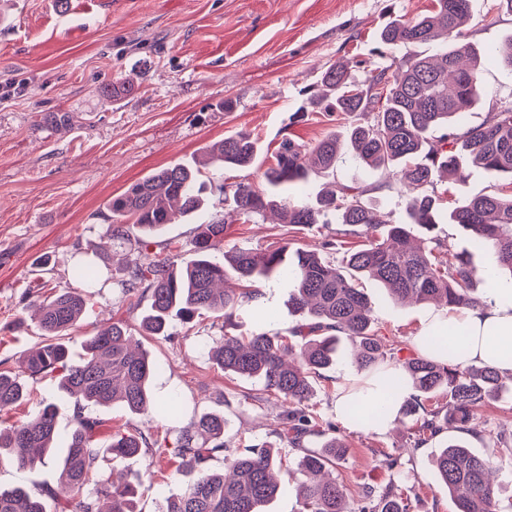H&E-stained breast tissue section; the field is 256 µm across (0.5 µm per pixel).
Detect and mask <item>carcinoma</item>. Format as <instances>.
Wrapping results in <instances>:
<instances>
[{
  "mask_svg": "<svg viewBox=\"0 0 512 512\" xmlns=\"http://www.w3.org/2000/svg\"><path fill=\"white\" fill-rule=\"evenodd\" d=\"M471 16V0H434L432 9L412 19H394L378 33L385 47L405 44L433 45L432 55L377 68L361 85L348 83L344 67H331L321 77L331 96L312 98L327 112L356 117L346 129L353 163L368 169L398 171L400 181L413 191L406 206L407 221L386 223L364 199L368 188L332 182L314 197L291 199L288 188L306 181L310 168L324 172L336 168L341 135H329L310 145L290 138L282 140L264 172L267 189L251 182L221 184L224 206L239 215L269 211L285 223L312 229L335 222L336 236L358 237L364 243L341 257L336 242L324 243L326 256L298 251L288 259V246L275 249L239 248L224 252V215L217 214L199 225L193 240L196 258L177 267L182 246L175 241L149 251L147 238L157 237L167 225L201 212L206 182L201 171L176 164L156 171L132 185L109 205L114 216L132 221L143 237L129 251L127 275L119 283L125 294L150 297L142 317L143 331L159 336L176 320L189 323L208 312L224 320L222 345L214 361L226 375L255 378L268 395L288 404L281 414L279 435L298 454L297 466L306 477L301 485L302 512H352L344 485L333 472L346 452L336 439L316 448L304 439L318 432L319 417L306 403L314 392L313 380L336 365L342 348L340 337L350 342V359L360 375L382 383L375 397L353 398L346 413L351 420L379 419L387 403L403 397L400 413L424 412L417 426L420 434L444 430L474 432L479 426L477 408L502 393L512 391L501 374L482 365L461 367L460 348L442 341L433 332L424 338L432 352L448 357L439 362L428 356L405 359L384 341L373 326L372 311L362 278H371L403 302L440 303L446 308H465L477 303L471 295V254H490L487 278L495 283L501 272L512 274V195H480L463 198L448 210L442 197L427 193L439 180L464 182L470 170L512 175V101L487 113L478 125H470L466 112L481 89V72L475 49L453 43L451 38ZM512 74V38L489 51ZM258 146L251 133L241 131L208 150L209 162L220 167L251 166ZM457 224L469 236V249L441 259L447 245L431 235L438 224ZM423 237L410 245L412 229ZM233 275L244 283L291 279L296 284L289 304L302 323L289 340L277 334L236 336L234 313L242 301L259 305L262 293L243 288L230 293L220 287ZM72 276L85 288L101 280L96 264L77 260ZM90 296L76 288H64L37 306L44 341L20 361V372L31 378L47 376L57 390L74 399L72 426L57 427L56 404L40 402L28 421L0 428V466L24 467L43 460L62 447L60 483L33 493L25 488L0 489V512H46L45 498L57 501L59 512H101V498L110 500V512H136L135 495L144 482L160 491L179 484L181 489L164 497L160 512H264L283 487L275 469L282 467L278 449L265 444L229 448L224 444V416L206 413L176 430L175 440L159 441L152 433L177 412L179 397L154 399L149 380L156 363L141 347L131 346V327L106 322L85 340V354L71 358L68 340L86 312ZM442 392L445 408L428 409L422 396ZM27 396L17 375L0 372V413L9 412ZM121 403L132 416L127 429L101 438L102 421L87 413L92 407ZM228 461L227 472L210 469L218 455ZM149 456L144 471L129 478L102 479L99 459ZM438 479L454 495L457 512H500L489 462L462 445L444 447L435 461ZM404 493L391 485L376 498L365 496L358 512H407Z\"/></svg>",
  "mask_w": 512,
  "mask_h": 512,
  "instance_id": "carcinoma-1",
  "label": "carcinoma"
}]
</instances>
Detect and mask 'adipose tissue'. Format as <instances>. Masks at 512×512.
Instances as JSON below:
<instances>
[{
  "instance_id": "adipose-tissue-1",
  "label": "adipose tissue",
  "mask_w": 512,
  "mask_h": 512,
  "mask_svg": "<svg viewBox=\"0 0 512 512\" xmlns=\"http://www.w3.org/2000/svg\"><path fill=\"white\" fill-rule=\"evenodd\" d=\"M426 326L458 337L463 363L512 373V292L508 289H491L483 301L466 308L438 311Z\"/></svg>"
}]
</instances>
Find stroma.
<instances>
[{
	"label": "stroma",
	"mask_w": 512,
	"mask_h": 512,
	"mask_svg": "<svg viewBox=\"0 0 512 512\" xmlns=\"http://www.w3.org/2000/svg\"><path fill=\"white\" fill-rule=\"evenodd\" d=\"M431 0H0V86L15 84L0 97V371L17 370L21 357L42 340L27 294L42 297L71 287L78 256L92 258L108 283L96 289L74 331L72 355L102 321L138 324L149 306L147 296L123 295L128 245L107 237L112 198L152 172L172 165H195L212 144L241 131L258 142L259 157L248 168L207 170L214 184L261 183L262 174L282 139L308 144L343 129L345 115H327L310 105L321 90L322 73L347 63L350 81L363 83L376 67L391 60L432 54L427 45H405L378 52L376 36L389 21L412 18L430 9ZM512 37V12L494 0H472L471 19L462 42L490 50ZM129 83L121 98L99 88ZM479 103L468 121L477 125L500 102L512 101V75L493 58L481 71ZM369 186L381 214L399 220L407 195L386 188L383 170L356 167L341 156L336 175L310 174L289 193L316 195L330 180ZM445 202L479 194H512V178L472 170L462 184H439ZM331 229L299 231L259 216H236L227 224L225 249L277 247L314 249ZM375 326L400 347V358L415 352L414 338L434 305L394 302L375 281L363 283ZM268 320H259L252 304L235 313V335H291L299 318L288 305L292 283L259 285ZM224 334L223 323L203 314L175 325L169 336H141L157 365L151 380L156 399L178 395L179 424L204 413L222 414L224 442L243 448L262 442L280 448L288 469L283 492L267 512H299L296 455L274 434L283 411L281 400L261 383L225 376L209 360V348ZM354 368L342 359L314 386L308 407L333 423L334 437L346 440L336 476L352 507L365 491L388 484L408 497V512H456L448 489L436 477L433 460L445 435L417 443L413 418L401 417L387 432L350 429L336 412L342 386ZM35 400L9 414L16 421L47 398L59 407V426L67 428L71 399L54 381H27ZM488 432L461 439L496 469L501 512H512V397L491 401L479 412ZM397 466H389V458ZM54 463L24 468L0 467V487L30 490L57 486Z\"/></svg>",
	"instance_id": "1"
}]
</instances>
